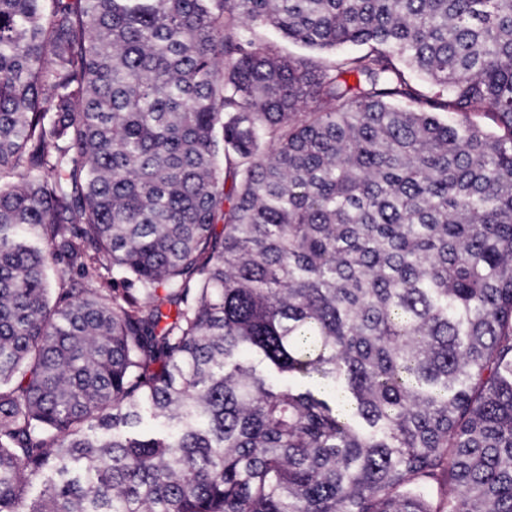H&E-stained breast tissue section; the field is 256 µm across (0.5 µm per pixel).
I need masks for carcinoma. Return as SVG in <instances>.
Wrapping results in <instances>:
<instances>
[{"mask_svg": "<svg viewBox=\"0 0 512 512\" xmlns=\"http://www.w3.org/2000/svg\"><path fill=\"white\" fill-rule=\"evenodd\" d=\"M0 512H512V0H0Z\"/></svg>", "mask_w": 512, "mask_h": 512, "instance_id": "carcinoma-1", "label": "carcinoma"}]
</instances>
